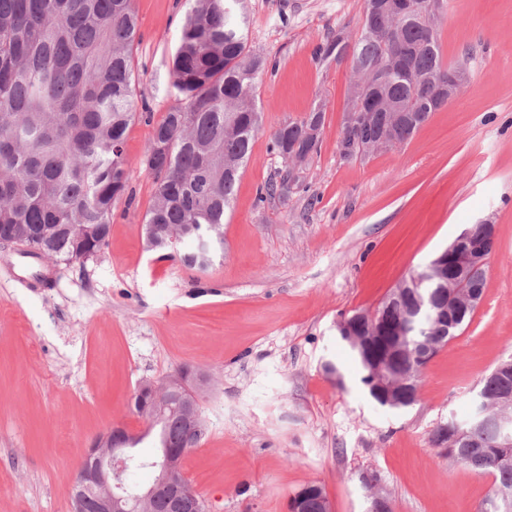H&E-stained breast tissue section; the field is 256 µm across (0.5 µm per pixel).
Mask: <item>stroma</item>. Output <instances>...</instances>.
Listing matches in <instances>:
<instances>
[{"label":"stroma","instance_id":"35a3bbf8","mask_svg":"<svg viewBox=\"0 0 512 512\" xmlns=\"http://www.w3.org/2000/svg\"><path fill=\"white\" fill-rule=\"evenodd\" d=\"M256 138L224 220V254L191 271L177 249H148L154 183L141 164L175 104L169 69L188 0H133L137 106L130 178L107 246L68 265L0 246V512H70L84 448L114 424L142 432L132 395L187 368L216 384L208 432L182 470L209 512H286L314 482L331 512H367L359 475L376 472L393 512H481L488 475L439 457L432 430L468 419L480 381L512 354V0H448L444 62L471 80L411 141L362 162L340 158L348 64L329 33L360 30L364 0H248ZM323 104L317 157L284 198L258 202L280 158L269 133ZM495 226L483 300L423 371L418 401L380 406L336 324L375 310L462 230ZM336 364L341 377L322 370Z\"/></svg>","mask_w":512,"mask_h":512}]
</instances>
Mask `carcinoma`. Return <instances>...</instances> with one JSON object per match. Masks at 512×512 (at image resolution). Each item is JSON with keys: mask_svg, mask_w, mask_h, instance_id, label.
<instances>
[{"mask_svg": "<svg viewBox=\"0 0 512 512\" xmlns=\"http://www.w3.org/2000/svg\"><path fill=\"white\" fill-rule=\"evenodd\" d=\"M190 9L171 59V85L177 103L153 128L144 156L154 157L155 191L145 223L157 225L155 248L167 247L169 232L191 240L184 266L201 270L203 251L224 250V215L230 209L255 137L264 130L255 103L256 80L264 60L249 46L250 17L244 0H189ZM438 12L418 10L400 22L371 13L361 21V36L339 32L323 48L339 59L352 42L358 60L375 68L376 85L363 86L352 70L353 95L346 111L355 112L363 96L382 94L394 113L340 128L337 149L351 161L368 157L387 140L390 147L413 138L448 98L424 99L425 88L448 80L437 37ZM137 20L132 0H0V238L42 252L59 265L97 255L108 242L112 207L124 193L128 161L123 143L134 116L136 86L133 55ZM323 106L281 124L270 134V150L283 164L280 179L259 189L258 200L288 195L297 159L318 155ZM417 284L400 299L360 310L352 335H341L359 361L361 382L383 407H393L387 389L373 382L368 353L352 336H379L372 318L403 327L406 352L391 364L410 371L421 383L427 361L416 344L442 335L443 318L462 330L473 315L469 297L486 288V267L471 266L467 284L450 286L423 269ZM501 371L485 378L474 416L505 419L512 426V355ZM160 403L171 406L156 428L157 448L180 454L192 413L162 387L133 396L135 411L146 418ZM431 445L449 461L493 477L485 512H502L498 497L512 493V446L493 423L475 426L455 418L438 425ZM304 512H329L321 485L296 492Z\"/></svg>", "mask_w": 512, "mask_h": 512, "instance_id": "carcinoma-1", "label": "carcinoma"}]
</instances>
